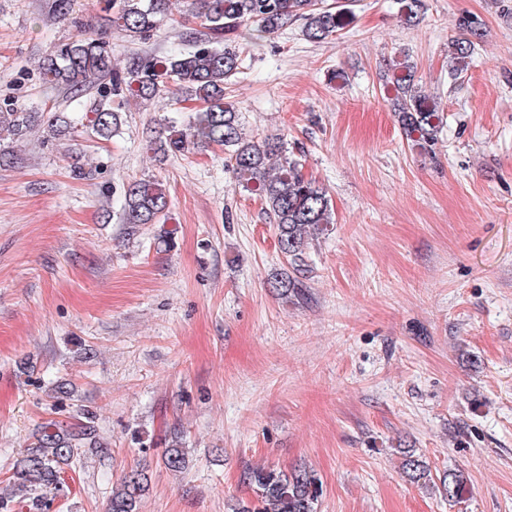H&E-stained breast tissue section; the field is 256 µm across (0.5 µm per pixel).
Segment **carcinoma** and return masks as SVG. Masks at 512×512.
<instances>
[{
	"mask_svg": "<svg viewBox=\"0 0 512 512\" xmlns=\"http://www.w3.org/2000/svg\"><path fill=\"white\" fill-rule=\"evenodd\" d=\"M109 0L111 26L133 40H147L162 19L179 14L198 21L207 29L206 38L195 40L187 51L165 56L135 57L119 69L112 64L108 43L100 35L82 33L47 54L40 65L47 81L62 89L72 100L94 89L103 98L148 100L175 91L176 101H194L198 107L188 120H166L162 133L149 138L148 148L162 156L182 154L193 148H224L226 169L238 183L257 195L276 225L277 245L289 268L276 271L270 287L285 299L302 296L307 272L310 237L327 230L330 224L329 199L325 190L305 178L302 164L288 156V147L279 138L248 139L243 136L239 113L224 103V85L239 73L243 59L238 51L224 45L249 24L261 34L275 33L296 22L310 41H323L343 28V14L319 0ZM404 20L412 25L422 17L423 0H403ZM462 36L452 43L458 65L464 69L482 36L481 23L471 15L458 21ZM414 66L406 64L385 78L395 93L394 116L408 140L424 153L432 152L444 113L416 87ZM86 118L95 136L111 139L121 126V113L98 104ZM39 127L34 112H20L0 105V141H20ZM71 124L63 115L47 120V135L62 136ZM169 200L163 185L150 179H135L124 193L128 224H157L166 215ZM96 415L86 410L73 423L49 421L37 430L15 460L9 484L21 498L36 503L40 495L57 490L62 474L88 453L108 447L95 425ZM164 467L181 473L189 463V451L179 435L171 437L161 456ZM402 470L408 480L420 486L433 483L431 471L414 452L404 453ZM255 486L253 501H237L232 512H317L321 484L314 471L298 467L291 471L256 468L246 475ZM467 483L465 473L448 469L439 478L437 490L453 502ZM150 485L148 470L135 467L124 472L112 488L107 512H140V504Z\"/></svg>",
	"mask_w": 512,
	"mask_h": 512,
	"instance_id": "cac0c4a2",
	"label": "carcinoma"
}]
</instances>
